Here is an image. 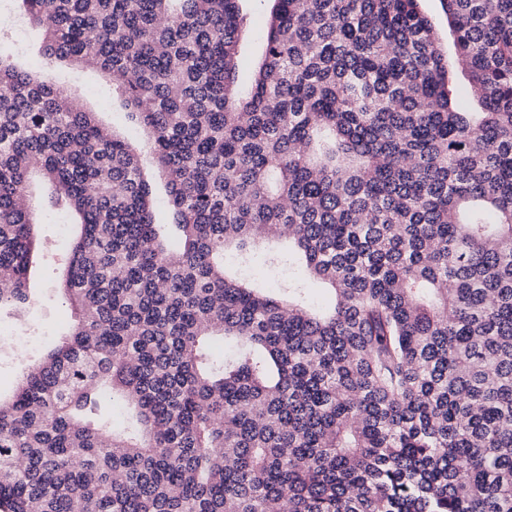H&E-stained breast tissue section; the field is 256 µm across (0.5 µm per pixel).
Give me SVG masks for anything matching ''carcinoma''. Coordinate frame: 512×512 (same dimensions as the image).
<instances>
[{
    "mask_svg": "<svg viewBox=\"0 0 512 512\" xmlns=\"http://www.w3.org/2000/svg\"><path fill=\"white\" fill-rule=\"evenodd\" d=\"M14 2L146 150L0 53V311L36 209L81 226L74 324L0 399V512H512V0H443L451 64L421 0H273L247 85L241 0Z\"/></svg>",
    "mask_w": 512,
    "mask_h": 512,
    "instance_id": "cac0c4a2",
    "label": "carcinoma"
}]
</instances>
